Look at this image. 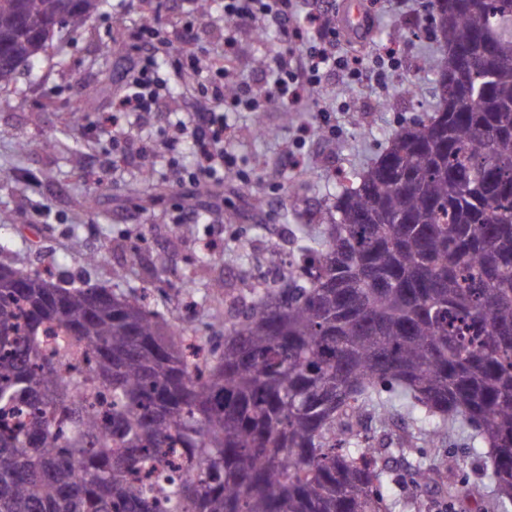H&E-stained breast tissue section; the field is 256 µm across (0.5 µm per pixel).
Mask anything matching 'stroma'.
I'll list each match as a JSON object with an SVG mask.
<instances>
[{
	"label": "stroma",
	"mask_w": 512,
	"mask_h": 512,
	"mask_svg": "<svg viewBox=\"0 0 512 512\" xmlns=\"http://www.w3.org/2000/svg\"><path fill=\"white\" fill-rule=\"evenodd\" d=\"M336 44L346 55L370 61L382 54L387 32L406 20L424 18L426 0H332ZM163 28L181 29L194 22L192 42L200 55L224 46V14L212 0L208 17H190L184 0H159ZM360 7L374 26L367 41L350 40L345 32L353 7ZM144 18L141 0H103L102 8L79 28L70 30L58 55L19 76L16 88L0 92V264L36 268L54 279L85 287L122 292L150 286L153 307L173 322L197 328L204 341H220L222 326L208 325L201 293L183 291L182 282L199 277L224 282L228 291L260 279L265 267L278 265L294 247L293 237L302 224L317 223L339 187V172L361 170L385 150L399 126L433 111L437 98L431 73L437 44L428 33L407 36L400 45L402 66L385 88L356 87L334 78L317 99L288 105L273 104L265 112L237 114L225 146L233 151L244 179L173 191L150 205L137 199L134 187L172 179L170 159L190 163L185 144L168 146L172 135L170 112L190 115L200 96L194 81L172 78L171 90L159 112L140 125L154 146L148 157L130 154L121 165L112 163L113 126L107 117L112 102L122 94L125 76L139 50L133 34ZM123 45L120 53L104 55L110 39ZM277 37L256 40L252 33L238 35L236 67L242 78L261 81L262 60L279 50ZM327 117H320V109ZM85 112L81 125L68 124L72 110ZM335 125L336 135L326 139L317 129L321 122ZM269 129L258 136L257 127ZM311 127L300 139V127ZM62 142L53 152L34 149L20 153L17 144H36L48 133ZM293 165H284L286 155ZM315 166H308V159ZM301 178V201L286 210L283 199L288 182ZM207 204L205 220L183 233L177 219L184 208ZM236 212L225 221V208ZM83 252H75L74 241ZM140 259L124 278L112 272L126 266L130 247ZM96 254L87 263L84 252ZM445 455L455 459L456 481L481 484L488 459L476 453L465 434L445 445ZM420 449L390 457L393 494L400 500L395 512H477L478 499L447 502L439 494L415 501L411 473Z\"/></svg>",
	"instance_id": "obj_1"
}]
</instances>
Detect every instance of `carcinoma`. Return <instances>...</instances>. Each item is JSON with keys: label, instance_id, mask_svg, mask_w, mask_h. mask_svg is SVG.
Instances as JSON below:
<instances>
[{"label": "carcinoma", "instance_id": "1", "mask_svg": "<svg viewBox=\"0 0 512 512\" xmlns=\"http://www.w3.org/2000/svg\"><path fill=\"white\" fill-rule=\"evenodd\" d=\"M101 0H0V91ZM434 14L454 84L304 224L280 281L236 296L224 342L136 291L0 266V512H392L382 461L458 428L491 448L483 512L512 508V0ZM417 434L359 446L372 408ZM455 460L420 461L417 496Z\"/></svg>", "mask_w": 512, "mask_h": 512}]
</instances>
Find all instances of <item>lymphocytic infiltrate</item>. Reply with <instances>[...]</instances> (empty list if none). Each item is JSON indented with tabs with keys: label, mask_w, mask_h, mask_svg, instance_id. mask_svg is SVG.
<instances>
[{
	"label": "lymphocytic infiltrate",
	"mask_w": 512,
	"mask_h": 512,
	"mask_svg": "<svg viewBox=\"0 0 512 512\" xmlns=\"http://www.w3.org/2000/svg\"><path fill=\"white\" fill-rule=\"evenodd\" d=\"M299 0H224V48L218 55L202 60L196 54L173 51V43L160 37L153 18H144L135 38L141 55L134 77L116 109L144 116L159 111L163 82L159 78L161 62H169L177 72L192 75L200 86L201 102L188 121L178 122L175 140H191L199 155L195 169H179L176 183L208 180L223 183L224 176L237 168L235 155L224 147L233 112H264L277 101L292 103L314 94L327 79L338 76L362 86L381 83L386 68L396 67V55L383 54V66L372 68L364 62L341 55L336 47V29L331 20V0H318L308 11L306 23H298ZM275 23L283 48L274 53L265 70L264 86L239 80L235 61L240 30L261 31L264 23ZM232 95H225L226 87Z\"/></svg>",
	"instance_id": "lymphocytic-infiltrate-1"
}]
</instances>
